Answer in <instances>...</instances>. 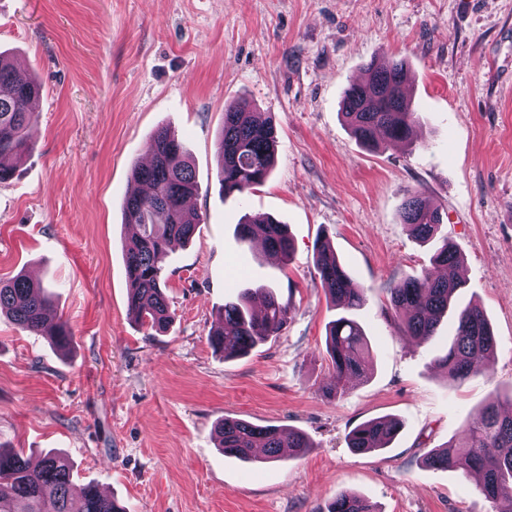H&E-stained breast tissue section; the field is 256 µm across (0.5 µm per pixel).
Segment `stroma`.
<instances>
[{"mask_svg": "<svg viewBox=\"0 0 512 512\" xmlns=\"http://www.w3.org/2000/svg\"><path fill=\"white\" fill-rule=\"evenodd\" d=\"M0 52L41 85L34 148L0 184V281H41L73 334L61 352L0 319V448L67 455L129 512H324L340 492L375 512H490L474 479L423 459L512 392V0H0ZM380 59L406 62L416 121L411 142L372 149L341 100ZM241 99L274 123L276 163L227 197L217 139ZM163 127L195 168L202 221L166 261L173 321L157 332L128 313L123 206ZM413 192L439 207L463 261L457 306L479 303L492 324L491 377L452 384L433 367L452 321L424 344L393 321L388 286L421 275L437 247L402 221ZM265 215L286 224L290 262L240 240L239 221ZM321 238L365 291L355 317L373 356L333 401ZM259 284L287 322L224 358L209 332ZM383 416L403 423L388 448H348L350 429ZM227 417L311 446L243 463L218 446Z\"/></svg>", "mask_w": 512, "mask_h": 512, "instance_id": "stroma-1", "label": "stroma"}]
</instances>
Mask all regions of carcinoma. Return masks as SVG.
<instances>
[{
    "mask_svg": "<svg viewBox=\"0 0 512 512\" xmlns=\"http://www.w3.org/2000/svg\"><path fill=\"white\" fill-rule=\"evenodd\" d=\"M367 70L366 82H354L344 90L342 116L346 124L368 147L409 141L413 112L406 95L409 78L404 62L374 61ZM39 90L35 78L17 72L13 62L0 54V183L13 176L14 161L34 146L30 102ZM276 143V129L261 113L250 111L244 102L226 107L217 143L224 195H242L262 185L273 169ZM149 151L151 161L132 169L136 187L128 190L124 202V223L140 227V233L124 246L127 307L135 322L161 330L172 321L164 276L166 259L176 246L192 238L201 219L187 208V201L197 191V181L179 139L160 128L150 140ZM401 216L424 241L434 236L442 221L438 207L417 193L403 202ZM238 232L242 240L259 238L267 250L286 262L292 260L293 245L285 225L273 217H255L239 225ZM314 260L323 286L341 309L329 323L326 335L332 375L323 393L335 399L349 389L352 380L370 375L369 345L355 319L364 292L353 287L329 243H316ZM458 264L457 251L445 240L433 256V268L387 288L391 310L404 335L420 342L435 336L453 296L463 286L454 273ZM256 299L263 304L261 314L251 307ZM52 307L44 286L27 276L18 274L0 285V316L66 350L72 342L71 331L60 319L49 321ZM287 318L288 303L259 285L224 302L219 326L210 332L209 341L226 358L244 357L276 335ZM454 326L448 350L435 359V364L453 383L461 384L477 374L491 376L495 339L483 310L476 304L465 306L456 314ZM400 428L393 417L368 420L350 431L347 445L355 452L381 451ZM217 437L224 455L246 463L276 461L285 448L299 452L310 447L308 437L294 428L242 419H224ZM463 460L469 469L481 474L479 492L485 500L496 506L509 504V509L493 512H512V415H501L495 402L486 405L447 448L431 452L426 464L450 470L459 468ZM48 499L53 502V512H113L110 500L102 497L94 484L75 481L74 464L68 458L49 453L32 467L22 452L0 448V512H45ZM324 512L375 510L361 497L340 492Z\"/></svg>",
    "mask_w": 512,
    "mask_h": 512,
    "instance_id": "carcinoma-1",
    "label": "carcinoma"
}]
</instances>
